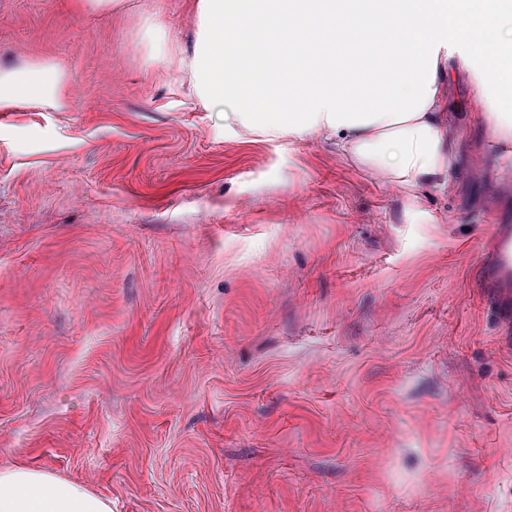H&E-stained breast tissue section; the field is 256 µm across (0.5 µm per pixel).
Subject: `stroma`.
Returning a JSON list of instances; mask_svg holds the SVG:
<instances>
[{
    "instance_id": "stroma-1",
    "label": "stroma",
    "mask_w": 512,
    "mask_h": 512,
    "mask_svg": "<svg viewBox=\"0 0 512 512\" xmlns=\"http://www.w3.org/2000/svg\"><path fill=\"white\" fill-rule=\"evenodd\" d=\"M195 4L0 0V66L66 79L0 112V467L112 512H512L484 52L448 38L449 184L412 208L335 140L198 106Z\"/></svg>"
}]
</instances>
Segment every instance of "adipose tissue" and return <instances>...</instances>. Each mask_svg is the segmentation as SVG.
<instances>
[{"mask_svg":"<svg viewBox=\"0 0 512 512\" xmlns=\"http://www.w3.org/2000/svg\"><path fill=\"white\" fill-rule=\"evenodd\" d=\"M512 13L506 0H197L196 40L181 67L198 102L231 109L245 129L267 137L335 139L356 167L405 192L417 206L420 187L448 182V125L442 76L448 35L478 24L492 28ZM384 39V66L357 75L341 68L330 44ZM257 46L268 65L231 61L233 49ZM313 86L298 111L288 109V82ZM386 83L387 106L351 109L358 79ZM65 78L52 64L0 67V110L61 106ZM0 512H112L106 498L44 471L0 469Z\"/></svg>","mask_w":512,"mask_h":512,"instance_id":"ef3b65f1","label":"adipose tissue"}]
</instances>
